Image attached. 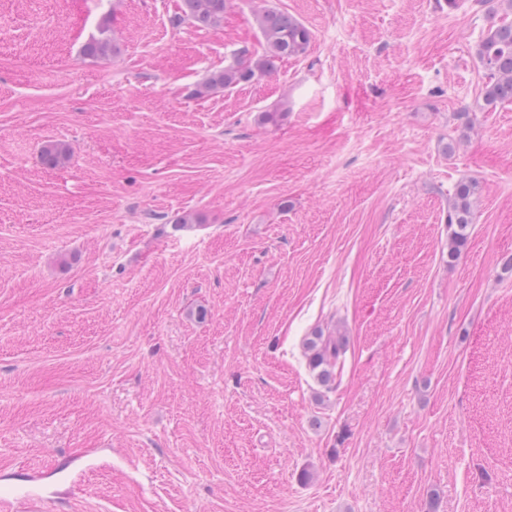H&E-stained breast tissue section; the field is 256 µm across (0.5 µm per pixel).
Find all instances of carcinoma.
<instances>
[{"label": "carcinoma", "instance_id": "1", "mask_svg": "<svg viewBox=\"0 0 512 512\" xmlns=\"http://www.w3.org/2000/svg\"><path fill=\"white\" fill-rule=\"evenodd\" d=\"M230 0H180L179 11L172 23L179 26L190 23L199 28L216 27L224 20ZM261 32L264 52L256 57L249 50H240L234 61L222 69L211 71L195 90L194 95L204 97L216 89H230L243 82L271 75L277 61L306 55L312 39L309 29L288 12L264 5L255 13ZM118 53L115 37L102 30V36L88 41L83 54L92 59L107 60ZM477 56L484 70V101L488 105L512 101V22L492 25L478 43ZM70 148L62 143L44 148L42 158L51 166L68 157ZM474 184L456 185L448 204L447 222L456 226L450 238L449 253L455 255L465 242L474 211L471 197ZM304 353L310 369L325 386L336 382L341 375L347 344L341 336H325L320 332L306 338Z\"/></svg>", "mask_w": 512, "mask_h": 512}]
</instances>
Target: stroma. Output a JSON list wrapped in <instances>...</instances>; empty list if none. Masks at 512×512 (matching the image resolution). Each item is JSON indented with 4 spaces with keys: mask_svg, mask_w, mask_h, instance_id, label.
<instances>
[{
    "mask_svg": "<svg viewBox=\"0 0 512 512\" xmlns=\"http://www.w3.org/2000/svg\"><path fill=\"white\" fill-rule=\"evenodd\" d=\"M270 3L306 56L197 97L263 53L260 0L209 29L172 25L178 0H0V488L40 476L45 512H512V101L483 106L476 55L512 10ZM317 330L348 341L332 389ZM108 33L105 25L102 30V36L88 41L83 48V54L92 59L107 60L118 53L117 41L114 36ZM474 184L463 182L456 185L448 204V219L450 226L455 225L450 238L449 253L456 255L465 242L470 224H473L474 211L471 197L474 194Z\"/></svg>",
    "mask_w": 512,
    "mask_h": 512,
    "instance_id": "stroma-1",
    "label": "stroma"
}]
</instances>
